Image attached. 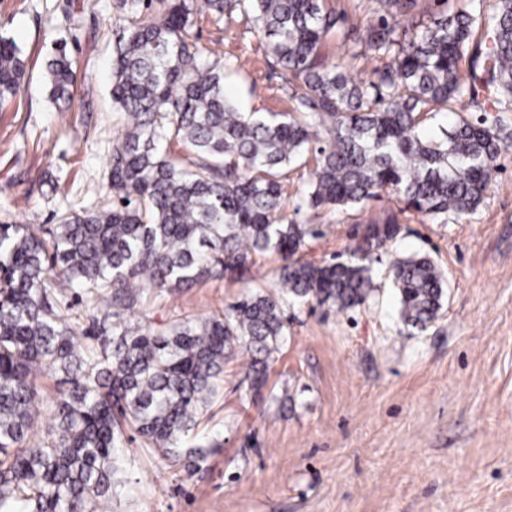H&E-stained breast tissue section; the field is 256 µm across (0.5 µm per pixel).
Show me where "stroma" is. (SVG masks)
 <instances>
[{"instance_id": "1", "label": "stroma", "mask_w": 512, "mask_h": 512, "mask_svg": "<svg viewBox=\"0 0 512 512\" xmlns=\"http://www.w3.org/2000/svg\"><path fill=\"white\" fill-rule=\"evenodd\" d=\"M119 2L0 0V34L16 40L28 69L0 106V224L52 225L68 210L111 206L98 187L124 123L110 95ZM323 6L343 18L323 47L327 62L354 51L351 71L366 77L373 61L345 35L366 26L368 8ZM190 34L213 59L234 60L226 87L245 111H287L245 22L204 18ZM62 40L77 82L57 105L44 63ZM498 164L477 212L445 224L402 210L389 191L368 201L367 212L399 219L373 263L379 293L340 313L314 303L289 310L288 341L261 387L244 379L246 354L226 360L222 395L198 427L217 447L167 461L132 443L112 512H512V152ZM318 222L323 234L304 257L320 265L363 231L331 209ZM412 255L441 268L446 295L438 319L410 336L387 271ZM279 266L277 254H263L243 280L147 296L131 319L160 330L229 310L247 293L272 292Z\"/></svg>"}]
</instances>
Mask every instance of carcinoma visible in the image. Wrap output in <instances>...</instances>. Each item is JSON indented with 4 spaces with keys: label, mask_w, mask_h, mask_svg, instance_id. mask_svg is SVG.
Listing matches in <instances>:
<instances>
[{
    "label": "carcinoma",
    "mask_w": 512,
    "mask_h": 512,
    "mask_svg": "<svg viewBox=\"0 0 512 512\" xmlns=\"http://www.w3.org/2000/svg\"><path fill=\"white\" fill-rule=\"evenodd\" d=\"M376 2L368 26L346 35L376 62L356 79L320 52L338 22L320 0H172L145 18L142 0H122L111 94L126 125L112 143V206L49 229L0 224V512H106L131 443L178 460L200 440L227 358L246 353V377L264 384L288 340V304L346 311L375 296L373 255L396 236V215L367 217L347 261L315 265L301 250L322 234L319 210L357 215L385 189L441 224L480 207L512 147V0H460L428 26L402 20L415 0ZM206 11L265 40L289 111L243 112L228 98L232 60H210L190 36ZM25 77L21 49L0 36V105ZM46 81L53 99H71L66 44ZM459 106L479 116L437 138L421 133L424 115ZM174 139L197 154L192 167L169 153ZM311 147L315 166L292 201L284 182ZM290 204L309 218L288 219ZM267 252L281 262L275 292L161 331L129 319L147 287L161 297L240 279ZM389 276L404 327L427 329L442 309L439 268L396 258ZM67 291L90 302L91 330L61 314ZM45 377L58 385L48 404ZM43 406L51 421L39 436Z\"/></svg>",
    "instance_id": "1"
}]
</instances>
